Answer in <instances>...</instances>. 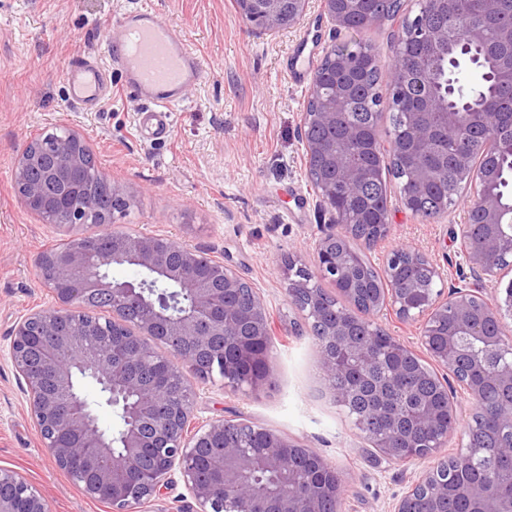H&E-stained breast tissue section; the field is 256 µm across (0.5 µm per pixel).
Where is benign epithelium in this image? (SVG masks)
Returning <instances> with one entry per match:
<instances>
[{"instance_id": "7a95c632", "label": "benign epithelium", "mask_w": 512, "mask_h": 512, "mask_svg": "<svg viewBox=\"0 0 512 512\" xmlns=\"http://www.w3.org/2000/svg\"><path fill=\"white\" fill-rule=\"evenodd\" d=\"M308 4L309 0H239L237 7L252 30L264 34L298 24ZM321 8L336 26L343 27L349 15L363 13V0H321ZM401 39L420 43L428 59L459 42L465 47L488 45L480 25L468 29L458 42L448 35V27H427L419 14L403 19ZM387 69L389 81L375 93L376 103L391 112L407 113L412 134L408 139H392L389 154L380 156L379 165L369 170L351 165L342 153L345 142L360 136V129L346 121L352 90L345 84L310 85L308 101L315 102L317 109L303 112L301 141L307 166L334 172L353 203L363 197L369 182L386 180L391 155L400 143L407 144L412 166L401 199L407 211L420 217L417 201L436 178L428 150L434 132L424 125L423 117L430 111H444L445 127L439 138L462 144L489 126L496 102L477 84L460 91L466 98L461 109L434 92L417 97L410 92L409 73L401 61L393 59ZM313 125L342 126L343 142L309 138ZM45 153L52 160L50 176L56 197L65 200L59 212L47 204V182L29 174V168L39 165ZM86 167L82 139L68 131L48 134L14 170L15 184L26 203L40 212L45 223L62 227L70 235L67 246L36 258L40 282L55 296V304L24 316L10 337L12 363L25 381L37 431L55 464L89 498L109 505L112 512H144L145 504L176 468L197 505L195 512H322L324 500H339L342 478L305 446L302 450L314 458L326 481L303 491L301 480L290 477L274 492L253 490L243 498L238 496L254 472L287 475L295 443L267 431L265 447L256 450L238 436L226 438L228 422L224 420L196 423L193 383L213 379L211 364L217 362L224 386L262 389L266 378L252 376L243 384L238 374L241 364L266 362L272 353L264 299L231 266L171 237L114 229L107 244L101 245L95 225L89 223L98 212L97 197L74 181ZM455 167L458 178L471 189L465 221L454 231V239L473 281L438 289L442 274L435 264L418 252L395 249L385 261L379 294L352 309L328 306L321 282L336 287L348 283L361 268V252L351 207L339 204L323 182L313 178L311 185L329 213V223L323 225L316 243L314 270L288 263L289 300L311 326L320 369L326 376L345 380L343 387L331 389L334 401L350 407L354 393L368 388L371 403L366 410L389 425L375 429L361 416L355 420L373 447L394 460L435 458V463L417 473L393 512H444L440 499L448 490L439 477L440 466L467 463L477 449L467 445L454 456L434 457L454 430L457 406L451 400L442 437L434 443L416 442L415 433L437 426L439 417L430 404L403 410L393 407V390L402 369L387 370L380 365L376 349L357 338L358 320L373 324L388 307L403 320L422 318L421 340L428 357L455 377L466 357L464 338L469 337L493 358L490 364L474 362L484 369L487 383L463 382L472 405L478 406L488 384L512 392V328L505 322L512 317V278L503 282L512 269L501 264V259L512 257V206L501 201L492 165H479L462 150L456 155ZM475 211L483 223L477 236L470 224ZM338 237L344 242L340 252L336 251ZM423 261L428 284L420 286L414 270ZM114 265L137 267L145 276L136 281L116 279L109 273ZM159 281L175 288L177 302L155 294L154 284ZM99 297L112 300L105 317L82 304L87 298ZM449 318L453 328L443 341L434 342L437 327ZM158 345L169 350L166 360L178 369L177 376L157 367ZM80 379L95 381L106 403L121 408L124 424L118 439L98 425L78 388ZM499 426L512 444L511 400L500 404ZM491 486L490 480L464 483L457 495L469 504V512H512V491L494 492ZM48 504L42 488L0 467V512H48Z\"/></svg>"}]
</instances>
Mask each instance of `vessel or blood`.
Returning <instances> with one entry per match:
<instances>
[{"mask_svg": "<svg viewBox=\"0 0 512 512\" xmlns=\"http://www.w3.org/2000/svg\"><path fill=\"white\" fill-rule=\"evenodd\" d=\"M107 52L122 69L126 87L144 103L139 128L153 139L167 138L174 107L202 78L198 54L158 13L141 7L127 10L109 27ZM67 81L72 101L89 109L112 95L106 69L92 57L74 60Z\"/></svg>", "mask_w": 512, "mask_h": 512, "instance_id": "b4317fda", "label": "vessel or blood"}]
</instances>
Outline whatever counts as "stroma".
Returning a JSON list of instances; mask_svg holds the SVG:
<instances>
[{"label":"stroma","mask_w":512,"mask_h":512,"mask_svg":"<svg viewBox=\"0 0 512 512\" xmlns=\"http://www.w3.org/2000/svg\"><path fill=\"white\" fill-rule=\"evenodd\" d=\"M145 4L194 48L204 63L202 83L187 91L165 141L137 126L142 102L112 75V97L86 111L71 102L64 79L69 61H106L109 25ZM396 22L352 31L336 28L318 0L299 25L253 34L235 0H0V467L44 489L50 512H110L86 497L44 448L26 384L9 344L21 316L52 305L36 283V256L65 234L28 210L14 169L31 138L65 128L91 148L99 169L128 203L115 228L169 236L233 267L265 300L274 347L265 388L226 389L221 378L197 384L196 421L244 419L316 449L345 480L340 512H391L420 469L384 458L334 403L319 367L317 347L288 296L289 261L313 267V244L329 215L316 197L298 137L308 83L293 82L283 60L302 48L315 71L331 48L371 45L393 57ZM390 232L367 249L375 268L403 246L426 255L445 283H457L466 264L452 240L467 200L439 221L406 211L399 186L387 182ZM179 471H172L145 512H193Z\"/></svg>","instance_id":"stroma-1"}]
</instances>
